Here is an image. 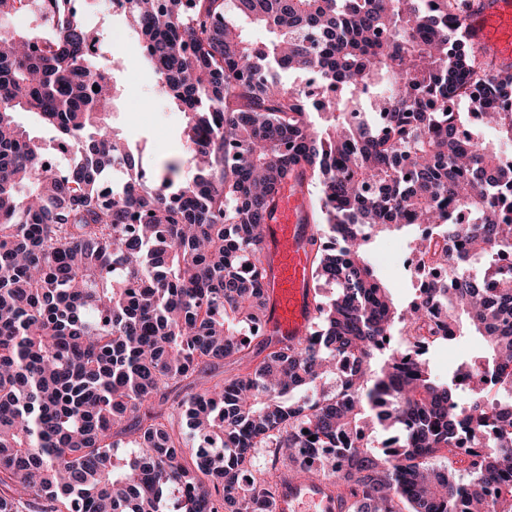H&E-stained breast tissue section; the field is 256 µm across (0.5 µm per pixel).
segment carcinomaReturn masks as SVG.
Listing matches in <instances>:
<instances>
[{
	"label": "carcinoma",
	"mask_w": 512,
	"mask_h": 512,
	"mask_svg": "<svg viewBox=\"0 0 512 512\" xmlns=\"http://www.w3.org/2000/svg\"><path fill=\"white\" fill-rule=\"evenodd\" d=\"M73 2L0 0L17 20L0 48V512H255L285 470L331 481L347 512H512V264L496 260L512 253V66L465 37L471 0H123L192 176L174 188L142 169L118 190L103 174L132 147ZM461 89L465 112L448 107ZM21 112L75 161L47 164ZM472 114L496 140L466 132ZM293 175L318 225L317 316L290 345L261 329L267 225ZM419 224L442 238L414 237L424 274L451 250L457 267L412 307L365 246ZM436 306L484 345L446 379L420 350L448 341ZM403 328L415 345L385 346ZM341 355L355 369L338 405L318 389ZM226 359L243 373L202 379ZM479 368L490 401L454 383ZM464 425L482 447H457Z\"/></svg>",
	"instance_id": "cac0c4a2"
}]
</instances>
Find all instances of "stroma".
Listing matches in <instances>:
<instances>
[{"label": "stroma", "mask_w": 512, "mask_h": 512, "mask_svg": "<svg viewBox=\"0 0 512 512\" xmlns=\"http://www.w3.org/2000/svg\"><path fill=\"white\" fill-rule=\"evenodd\" d=\"M85 21L102 47L100 65L110 70L121 91L109 116L114 130L138 147L145 168L184 158L182 117L156 85L135 32L106 9L89 11ZM412 239V232L396 231L374 238L369 248L379 278L401 303L414 292V282L403 270Z\"/></svg>", "instance_id": "1"}]
</instances>
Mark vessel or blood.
Here are the masks:
<instances>
[{"label":"vessel or blood","instance_id":"1","mask_svg":"<svg viewBox=\"0 0 512 512\" xmlns=\"http://www.w3.org/2000/svg\"><path fill=\"white\" fill-rule=\"evenodd\" d=\"M464 31L481 52L500 65H512V0H478L464 18ZM309 199L305 189L288 183L280 192L267 231L272 258L267 334L292 343L308 335L316 316L311 263ZM276 512H346L337 492L318 478L283 479Z\"/></svg>","mask_w":512,"mask_h":512}]
</instances>
